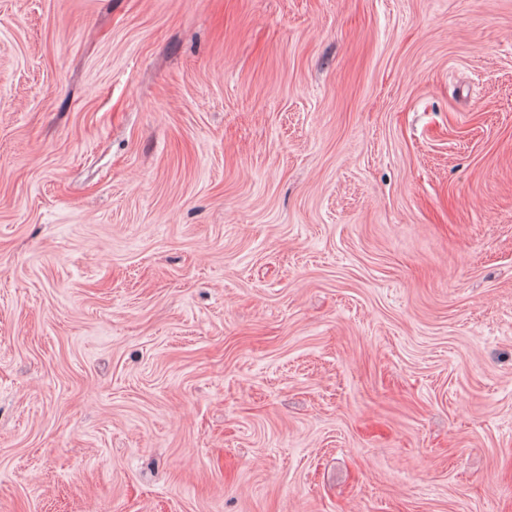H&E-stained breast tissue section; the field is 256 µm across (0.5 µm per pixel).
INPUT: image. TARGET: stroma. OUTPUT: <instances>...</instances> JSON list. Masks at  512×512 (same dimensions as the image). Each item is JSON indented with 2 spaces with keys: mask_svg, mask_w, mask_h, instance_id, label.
Listing matches in <instances>:
<instances>
[{
  "mask_svg": "<svg viewBox=\"0 0 512 512\" xmlns=\"http://www.w3.org/2000/svg\"><path fill=\"white\" fill-rule=\"evenodd\" d=\"M0 512H512V0H0Z\"/></svg>",
  "mask_w": 512,
  "mask_h": 512,
  "instance_id": "1",
  "label": "stroma"
}]
</instances>
